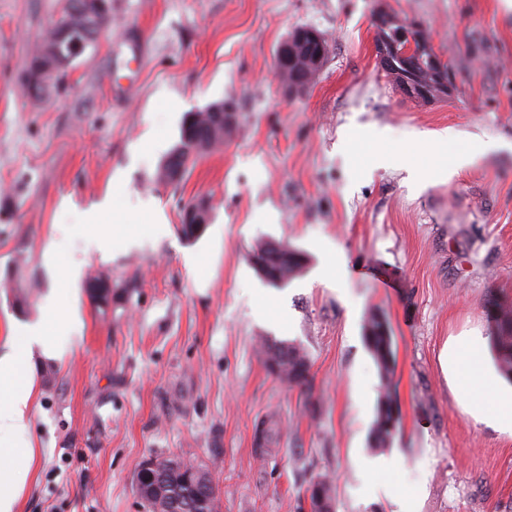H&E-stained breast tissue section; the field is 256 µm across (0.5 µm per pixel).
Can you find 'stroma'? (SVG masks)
Segmentation results:
<instances>
[{"label": "stroma", "mask_w": 512, "mask_h": 512, "mask_svg": "<svg viewBox=\"0 0 512 512\" xmlns=\"http://www.w3.org/2000/svg\"><path fill=\"white\" fill-rule=\"evenodd\" d=\"M63 0H0V353L10 324L58 306L75 322L59 356L35 355L30 434L38 454L18 512H142L134 489L152 456L206 465L220 512H307L328 476L335 512H512V436L475 422L441 356L468 332L492 342L493 303L512 306V11L501 0H112L109 32L64 90L27 97L21 78ZM386 9L431 29L452 98L420 104L376 62ZM326 37L304 93L274 79L292 29ZM224 101L236 129L176 185L154 175L188 113ZM456 141L438 139L446 129ZM489 150L449 171L474 143ZM204 233L178 232L199 197ZM114 198L111 256L87 216ZM305 254L300 276L267 284L251 249ZM112 278V309L89 278ZM29 289L28 304L15 303ZM379 313L394 336L390 381L366 346ZM305 350L301 393L270 374L260 345ZM400 426L374 448L384 389ZM276 413L275 455L253 451ZM399 456L387 475L362 457Z\"/></svg>", "instance_id": "obj_1"}]
</instances>
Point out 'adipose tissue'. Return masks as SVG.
<instances>
[{"label": "adipose tissue", "mask_w": 512, "mask_h": 512, "mask_svg": "<svg viewBox=\"0 0 512 512\" xmlns=\"http://www.w3.org/2000/svg\"><path fill=\"white\" fill-rule=\"evenodd\" d=\"M62 325L56 315L12 329V343L0 354V512H17L36 451L30 438V405L35 393L33 348L53 356ZM451 387L478 423L512 435V384L500 380L480 335L461 337L442 355Z\"/></svg>", "instance_id": "adipose-tissue-1"}]
</instances>
